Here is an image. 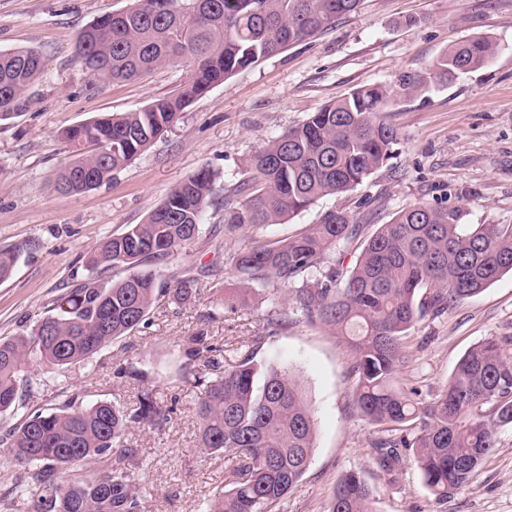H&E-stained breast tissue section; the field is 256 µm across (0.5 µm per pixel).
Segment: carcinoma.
<instances>
[{"label": "carcinoma", "mask_w": 512, "mask_h": 512, "mask_svg": "<svg viewBox=\"0 0 512 512\" xmlns=\"http://www.w3.org/2000/svg\"><path fill=\"white\" fill-rule=\"evenodd\" d=\"M360 0H131L78 35L76 52L95 78L131 80L165 66L182 67L183 83L144 108L102 115L66 128L71 159L55 176L59 189L97 188L172 128L196 97L238 71L333 27ZM487 37L447 49L430 75L405 72L397 83L352 89L269 140L249 159L251 176L224 202V231L242 224H281L319 199L353 190L388 166L400 144L382 118L403 99L433 84L484 67L495 55ZM44 74L34 48L0 52V121L27 111ZM224 191L203 169L173 188L141 224L104 238L86 262L88 275L23 333L0 339V413L23 408L31 392L28 369L64 373L129 336L145 323L160 296L184 304L200 294L198 279L168 287L147 268L174 256L203 233L202 216ZM458 207L440 203L406 208L380 224L354 264L323 268L326 255L357 237L360 225L344 210H328L304 232L252 245L231 255V266L283 295L262 319L271 338L297 321L333 328L354 351L352 403L370 423L397 431L374 444V459L390 474L413 455L424 486L438 500L463 489L496 448V429L512 424V336L469 349L435 398L404 390L403 337L427 316L437 317L512 272V224L464 229ZM24 247H0V280L14 273ZM102 267L127 275L104 281ZM262 336V337H264ZM257 337L256 342H261ZM209 336L187 337L182 377L201 388L197 402L200 448L235 462L224 489L201 512H280L306 473L314 448V420L299 383L274 367L261 370L249 352L215 380L192 370L214 351ZM138 407L126 412L105 400L83 403L74 394L50 412H25L0 435V446L33 468L16 486L34 495V512H143L139 452L126 441L134 424L163 431L173 405L157 398L148 374L131 367ZM331 512H376L372 492L356 473L336 486Z\"/></svg>", "instance_id": "cac0c4a2"}]
</instances>
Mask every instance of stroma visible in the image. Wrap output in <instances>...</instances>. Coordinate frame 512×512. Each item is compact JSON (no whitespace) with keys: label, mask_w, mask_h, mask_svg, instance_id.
I'll list each match as a JSON object with an SVG mask.
<instances>
[{"label":"stroma","mask_w":512,"mask_h":512,"mask_svg":"<svg viewBox=\"0 0 512 512\" xmlns=\"http://www.w3.org/2000/svg\"><path fill=\"white\" fill-rule=\"evenodd\" d=\"M127 3L0 0V51L36 48L45 71L28 110L0 122V247H25L11 278L0 282V338L29 329L86 277L90 247L144 222L201 168L233 186L270 139L352 88L391 84L405 71L427 72L467 37L487 36L498 45L483 68L386 113L401 136L390 167L286 223L202 235L164 268L169 276L198 279L195 301L178 308L160 298L144 327L65 375L51 377L33 367L25 408L44 412L75 393L87 403L107 400L133 410L138 387L123 372L131 366L148 371L158 398L176 405L165 431L136 426L128 434L139 450L144 512H197L223 486L227 463L199 447V390L177 379L176 356L187 336L207 328L215 349L202 356L204 373L222 376L236 365L238 350L250 345L273 298L271 286L246 283L230 264L232 254L255 239L273 242L300 233L336 209L352 214L360 232L328 254L331 264L353 263L377 225L422 202L460 207L467 224H512V0H362L332 28L195 99L170 131L110 180L85 193H60L55 174L70 155L60 137L64 128L105 112L139 110L184 79L170 66L130 81H102L84 68L75 50L78 33ZM410 16L418 17L417 26H404ZM501 336H512L511 273L412 329L399 382L433 398L466 351ZM255 361L287 369L314 420L311 463L284 512H330L338 481L352 471L369 485L378 512H512V425L497 428V446L469 486L440 502L412 458L390 475L377 466L372 444L380 428L353 406V351L329 327L296 322L265 341ZM27 472L0 451V512H33V499L13 493Z\"/></svg>","instance_id":"1"}]
</instances>
